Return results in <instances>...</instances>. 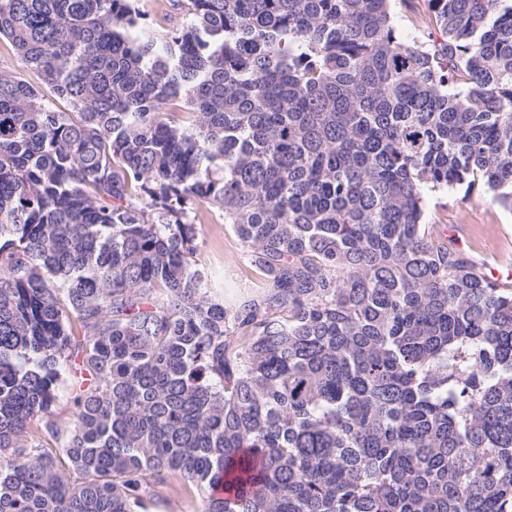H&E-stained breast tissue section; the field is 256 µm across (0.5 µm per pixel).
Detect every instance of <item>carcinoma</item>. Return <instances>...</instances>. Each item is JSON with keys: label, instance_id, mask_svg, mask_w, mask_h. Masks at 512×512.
I'll return each mask as SVG.
<instances>
[{"label": "carcinoma", "instance_id": "obj_1", "mask_svg": "<svg viewBox=\"0 0 512 512\" xmlns=\"http://www.w3.org/2000/svg\"><path fill=\"white\" fill-rule=\"evenodd\" d=\"M139 2L0 0L70 108L0 72V512H512V288L425 222L512 208V0ZM393 3L395 24L403 35L427 36L433 27L429 21V12L425 0H408ZM218 212L208 215L205 238L197 255L198 263L224 269V279L245 286L247 277H252L242 264V245L229 224H222Z\"/></svg>", "mask_w": 512, "mask_h": 512}]
</instances>
